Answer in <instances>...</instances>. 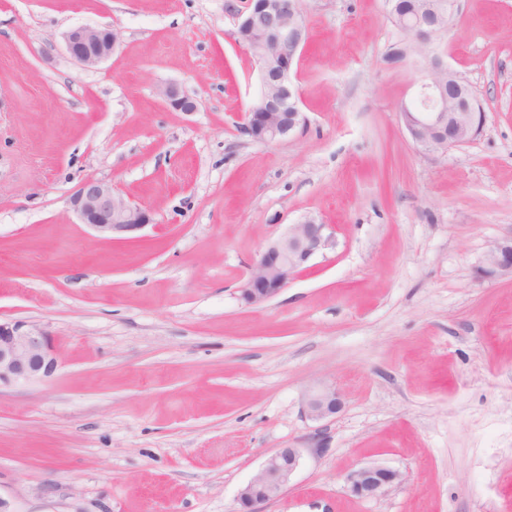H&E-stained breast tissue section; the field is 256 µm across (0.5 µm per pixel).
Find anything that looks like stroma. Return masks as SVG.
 <instances>
[{
  "instance_id": "obj_1",
  "label": "stroma",
  "mask_w": 512,
  "mask_h": 512,
  "mask_svg": "<svg viewBox=\"0 0 512 512\" xmlns=\"http://www.w3.org/2000/svg\"><path fill=\"white\" fill-rule=\"evenodd\" d=\"M247 0H0V317L47 327L53 377L0 390V495L16 512H240L271 451L302 449L265 512H512V0H458L435 52L485 112L427 154L400 110L424 61L383 57L385 0H301L304 122L240 130L261 92L236 35ZM110 25L93 68L64 35ZM198 101L176 112L159 89ZM94 177L155 222L99 241L71 204ZM314 217L336 247L276 298L240 287ZM336 386L316 422L303 397ZM402 483L359 499L367 464ZM483 277L510 275L512 278V238L494 244L486 253ZM303 405L311 420L324 421L336 417L343 408V400L334 386L318 382L304 395Z\"/></svg>"
}]
</instances>
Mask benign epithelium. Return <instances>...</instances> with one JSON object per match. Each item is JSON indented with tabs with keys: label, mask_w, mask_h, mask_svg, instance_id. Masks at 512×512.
Returning a JSON list of instances; mask_svg holds the SVG:
<instances>
[{
	"label": "benign epithelium",
	"mask_w": 512,
	"mask_h": 512,
	"mask_svg": "<svg viewBox=\"0 0 512 512\" xmlns=\"http://www.w3.org/2000/svg\"><path fill=\"white\" fill-rule=\"evenodd\" d=\"M402 15L411 53L427 61L424 79L416 95L425 111L404 104L401 116L412 142L427 153L459 147L472 141L483 126L484 112L470 84L454 71L447 59L430 50L436 25L428 18L443 16L454 22V0H438L432 12ZM238 41L255 57L262 89L244 115L241 130L257 143H272L289 136L301 123L299 94L291 80V65L306 43L300 0H251L237 28ZM120 32L108 25L78 27L65 35L69 56L84 68L109 59L119 48ZM166 105L177 112H194L196 99L177 84L160 88ZM81 221L98 240L126 239L154 223L151 208L134 204L95 178L83 181L72 197ZM331 227L315 218L288 225V230L269 241L253 263L240 288L242 300L251 306L277 296L316 256L335 248ZM484 277L512 276V238L494 244L481 269ZM59 365L51 333L42 325L24 320L0 319V388L22 386L52 377ZM306 415L314 421L336 417L343 400L326 382L313 385L303 399ZM301 449L279 448L266 457L257 473L239 494L242 512H264L262 505L277 499L300 467ZM345 482L360 498H377L402 482L399 472L381 464L349 471Z\"/></svg>",
	"instance_id": "obj_1"
}]
</instances>
